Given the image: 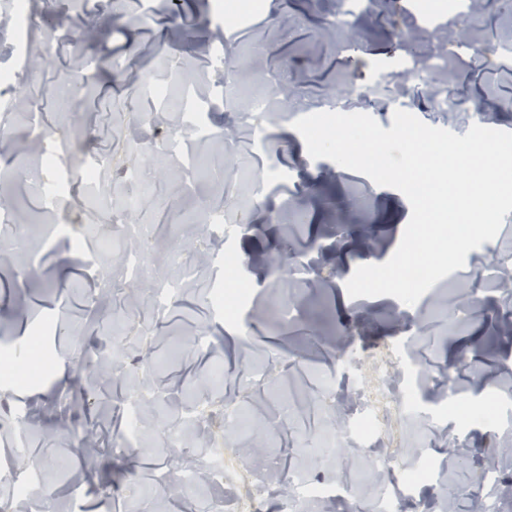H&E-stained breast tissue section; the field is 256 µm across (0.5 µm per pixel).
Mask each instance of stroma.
Returning <instances> with one entry per match:
<instances>
[{
    "mask_svg": "<svg viewBox=\"0 0 512 512\" xmlns=\"http://www.w3.org/2000/svg\"><path fill=\"white\" fill-rule=\"evenodd\" d=\"M31 48L42 55L33 80L16 86L15 111L41 116L33 140L5 128L12 151L0 153V342L10 352L50 350L49 377L22 385L0 382V467L42 469L45 479L24 512H234L237 482L156 494L159 479L190 463L168 447L181 408L209 396L234 401L247 420L262 412L269 434L262 453L238 461L253 480L272 486L268 512H381L366 457L322 441L350 392L369 396L389 445V466L408 448H427L433 467L401 512H448V495L492 497L512 512V213L498 236L470 251L465 264L412 306L394 297L350 298L345 283L365 264L387 261L411 216L397 189L375 184L327 159H311L296 119L319 112L363 113L382 128L395 110L465 134L471 125L512 128V54L481 57L480 48L512 38V7L497 0L481 14L464 0H413L389 13L368 0L348 27H333L339 0H255L246 20L216 27L214 11L231 0H29ZM464 29L466 42L432 84L476 107L475 122L434 112L432 84L407 76L396 92L385 81L398 60L418 50L425 26ZM98 61L97 84L83 85L75 63ZM165 77L178 100L194 81L207 101L187 116L169 113L142 135L146 87L137 78ZM270 96L253 112L252 96ZM60 153L62 170L79 172L91 152L111 155L99 176L106 193L75 182L65 213L52 222L55 197L40 180L35 148ZM144 171L147 195L135 215L152 264L128 283L112 263L127 241L114 224L124 209L128 171ZM223 175V197L213 180ZM226 200L224 248L238 260L249 295L236 316L222 315L212 293L224 282V258L209 254L208 230L197 223ZM299 210L304 223L289 221ZM111 250L86 255L99 240ZM183 251L187 268L171 257ZM182 292L160 315L151 295L159 279ZM471 281L477 300L465 324L449 330L456 280ZM147 320L150 338L123 336L126 322ZM417 345L432 364L408 372L392 349ZM403 378L404 412L385 406L384 382ZM150 398L140 447L123 448L120 405L128 392ZM304 402L289 415L288 401ZM491 406L493 421L460 420L458 401ZM125 467L111 494L101 482ZM305 483L335 482L336 498L313 507L275 486L289 473Z\"/></svg>",
    "mask_w": 512,
    "mask_h": 512,
    "instance_id": "1",
    "label": "stroma"
}]
</instances>
